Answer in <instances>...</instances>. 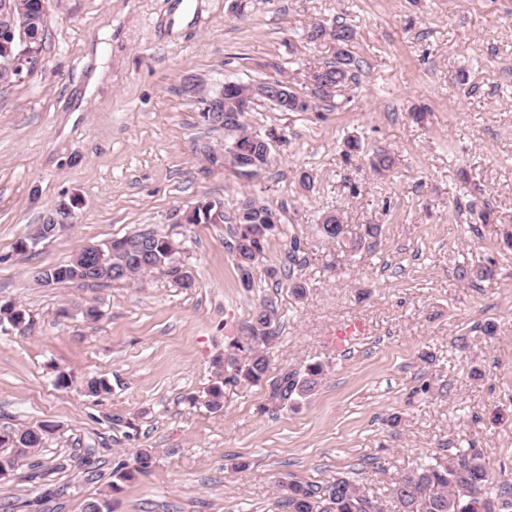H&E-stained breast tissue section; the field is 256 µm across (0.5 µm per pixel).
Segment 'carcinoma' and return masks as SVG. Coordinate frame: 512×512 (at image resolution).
Instances as JSON below:
<instances>
[{"mask_svg":"<svg viewBox=\"0 0 512 512\" xmlns=\"http://www.w3.org/2000/svg\"><path fill=\"white\" fill-rule=\"evenodd\" d=\"M9 3L14 6L16 17L21 7L30 17L45 14L44 0H9ZM305 39L310 44L334 46L328 58L314 66L323 91L310 108L305 102L309 93L290 87L288 104L273 105L280 112H317L325 107L336 108L349 101L350 92L359 83L365 61L353 50L355 31L351 25L338 19L328 25L317 23L306 32ZM233 97L232 91L224 86L209 95V106L215 112L227 110L224 130L231 138L224 143V156L228 157L229 164L240 169L247 155L256 158L263 155L266 140L277 129L255 130L245 121V113L232 105ZM393 165L394 158L385 150L369 156L370 169L376 174L389 171ZM242 201L251 203V207L244 211L237 205L219 215L217 223L228 225L232 236L229 248L235 257L238 278L242 288L249 290L254 287L255 264L264 257L270 239L283 234V231L282 224H269V217H278L280 213L265 200L247 194ZM205 202L209 203V210L195 209L188 215L187 223L207 224L208 215L224 205L219 199ZM205 202L200 200L198 204ZM317 231L323 238L336 241L347 239L348 233L336 212L324 213L317 224ZM122 240L132 244L133 249L113 252L105 246L101 252L102 265L121 269V279L163 271L177 282L185 280L182 249L168 236L144 230L126 235ZM300 252L301 240L294 235L289 240L285 262L267 269V276L275 283L291 282L290 288L297 299L305 294L304 284L293 280L292 272ZM45 275L48 286L85 281L84 275L71 261L47 267ZM277 316V298L270 295L261 298L237 336L224 348V354L214 359L215 381L207 392V405L211 410L217 412L224 408L226 385H264L269 389L270 403L276 408L314 394L325 375V365L319 361L308 364L301 374L287 371L275 379L267 376V350L276 337L273 325ZM81 388L89 397H101L112 392V385L105 377L87 378L82 381ZM43 442L44 432L39 427L1 433L0 460L11 458L16 461L31 450L42 447ZM153 464L152 450H138L132 464L122 463L113 469L115 481L111 488L115 490L118 482L150 472ZM278 487L283 493L281 506L287 512H512V482L495 483L478 448H461L449 455L446 461L436 457L423 460L379 495L362 489L344 475L336 476L325 486L280 480Z\"/></svg>","mask_w":512,"mask_h":512,"instance_id":"obj_1","label":"carcinoma"}]
</instances>
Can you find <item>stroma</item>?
<instances>
[{
  "instance_id": "1",
  "label": "stroma",
  "mask_w": 512,
  "mask_h": 512,
  "mask_svg": "<svg viewBox=\"0 0 512 512\" xmlns=\"http://www.w3.org/2000/svg\"><path fill=\"white\" fill-rule=\"evenodd\" d=\"M45 10L40 68L0 85V304L26 317L23 330L0 329V430L49 431L30 464L0 478V505L83 512L98 498L108 512H283L281 479L323 485L341 474L374 488L422 455L468 445L494 481L512 479V251L501 243L512 221V0H45ZM339 17L366 62L352 101L322 112L256 102L248 123L286 135L269 167L247 179L210 163L204 147H223L228 133L201 120L189 85L303 77L327 56L303 33ZM97 61L107 79L87 98ZM349 135L390 151L392 170L343 163ZM301 169L312 190L300 188ZM245 192L284 221L249 292L226 225L182 219L199 200L229 209ZM73 197L75 224L17 251ZM486 205L499 223H478ZM330 211L356 236L380 225L375 245L320 237L317 218ZM142 229L180 243L191 286L161 271L99 286L31 277ZM292 234L305 256L299 300L266 274ZM462 266L491 274L462 279ZM267 294L280 329L269 377L314 361L326 374L295 404L272 407L262 385L229 386L211 411L213 360ZM89 305L98 319L83 317ZM351 323L358 332L337 339ZM62 373L70 387H57ZM92 376L111 393L85 396ZM142 448L152 470L111 490L117 463ZM88 464L99 481H85ZM46 488L55 498L41 500Z\"/></svg>"
}]
</instances>
